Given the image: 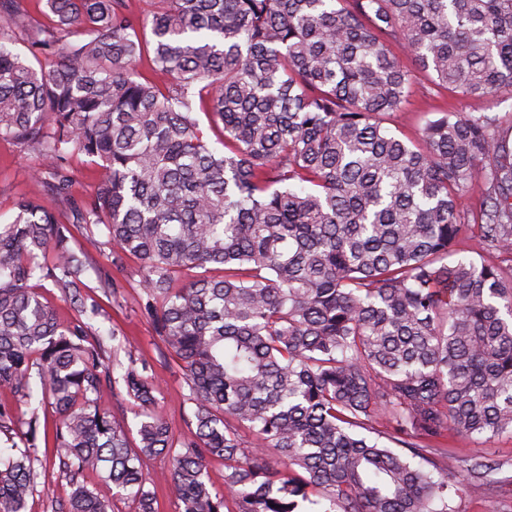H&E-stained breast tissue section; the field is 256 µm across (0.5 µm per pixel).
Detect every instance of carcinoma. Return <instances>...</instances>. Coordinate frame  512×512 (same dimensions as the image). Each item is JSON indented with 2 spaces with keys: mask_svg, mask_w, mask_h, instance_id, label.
<instances>
[{
  "mask_svg": "<svg viewBox=\"0 0 512 512\" xmlns=\"http://www.w3.org/2000/svg\"><path fill=\"white\" fill-rule=\"evenodd\" d=\"M153 3L45 0L46 25L0 0V138L36 152L112 265L140 262L195 430L173 439L146 366L109 367L90 324L59 326L35 284L78 297L84 262L55 211L21 197L0 224V390L27 410L0 402V512H26L41 443L69 478L64 512H112L86 472L155 512L143 465L159 455L179 512H455L456 473L494 466L429 442L512 435V272L445 259L463 237L512 262V149L484 112H434L419 142L384 127L414 77L391 43L447 90L512 100V0ZM19 39L53 65L36 70ZM144 57L150 77L129 70ZM74 153L105 170L89 199L72 193ZM105 377L139 406L134 444L98 404ZM375 418L385 443L359 433Z\"/></svg>",
  "mask_w": 512,
  "mask_h": 512,
  "instance_id": "1",
  "label": "carcinoma"
}]
</instances>
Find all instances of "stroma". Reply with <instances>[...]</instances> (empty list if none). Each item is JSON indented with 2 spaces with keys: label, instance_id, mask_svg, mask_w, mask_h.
<instances>
[{
  "label": "stroma",
  "instance_id": "1",
  "mask_svg": "<svg viewBox=\"0 0 512 512\" xmlns=\"http://www.w3.org/2000/svg\"><path fill=\"white\" fill-rule=\"evenodd\" d=\"M511 109L489 97H465L439 89L418 72L407 103L388 116L386 125L398 137L414 141L432 112L448 110L462 115L488 112L503 116ZM37 165L34 153L13 140L0 138V222L11 216L19 197L46 198V189L33 177ZM69 231L74 248L86 259L82 275L86 287L81 294L85 302L94 301L99 306L97 314L90 319L89 343L99 347L105 362L133 358L147 365L159 385L155 410L175 439H183L193 429L188 381L182 364L165 347L152 321L142 311L139 262L129 259L122 267H113L102 234H89L76 225L70 226ZM104 271L122 285L120 300H113L100 288L99 275ZM447 444L450 452L461 457L489 459L501 465L491 480L466 479L462 493L453 500L456 512H512V435L491 440L481 436L470 439L451 436ZM70 491L68 478L58 468L47 467L40 475L36 492L28 500V512H57L59 505L66 503Z\"/></svg>",
  "mask_w": 512,
  "mask_h": 512
}]
</instances>
